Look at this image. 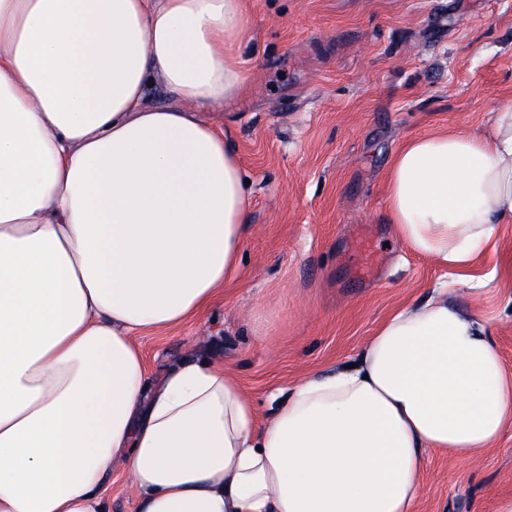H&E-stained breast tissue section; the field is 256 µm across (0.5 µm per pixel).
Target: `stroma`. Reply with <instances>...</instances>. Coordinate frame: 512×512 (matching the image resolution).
Masks as SVG:
<instances>
[{
    "mask_svg": "<svg viewBox=\"0 0 512 512\" xmlns=\"http://www.w3.org/2000/svg\"><path fill=\"white\" fill-rule=\"evenodd\" d=\"M244 93L207 116L236 150L252 229L240 273L200 315L138 339L148 384L208 357L253 401L354 361L395 309L449 282L395 239L384 179L401 140L479 131L512 99V0H246ZM453 297L512 371V223ZM512 496V425L469 470L428 452L416 512H495Z\"/></svg>",
    "mask_w": 512,
    "mask_h": 512,
    "instance_id": "obj_1",
    "label": "stroma"
}]
</instances>
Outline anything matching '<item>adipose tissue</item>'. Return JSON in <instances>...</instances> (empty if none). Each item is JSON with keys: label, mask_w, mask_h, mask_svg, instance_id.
Here are the masks:
<instances>
[{"label": "adipose tissue", "mask_w": 512, "mask_h": 512, "mask_svg": "<svg viewBox=\"0 0 512 512\" xmlns=\"http://www.w3.org/2000/svg\"><path fill=\"white\" fill-rule=\"evenodd\" d=\"M250 40L245 0H0V512H104L118 463L141 512H415L425 451L467 465L512 424L488 323L444 285L263 432L223 365L147 387L137 336L238 273L246 176L197 108L243 91ZM384 190L394 237L468 282L512 223V100L404 140Z\"/></svg>", "instance_id": "ef3b65f1"}]
</instances>
